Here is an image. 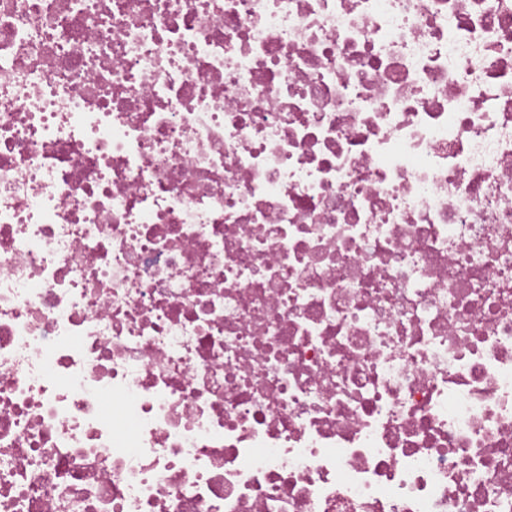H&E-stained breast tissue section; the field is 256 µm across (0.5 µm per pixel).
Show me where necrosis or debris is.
Masks as SVG:
<instances>
[{
	"label": "necrosis or debris",
	"instance_id": "4bbe7bcc",
	"mask_svg": "<svg viewBox=\"0 0 512 512\" xmlns=\"http://www.w3.org/2000/svg\"><path fill=\"white\" fill-rule=\"evenodd\" d=\"M0 512H512V0H0Z\"/></svg>",
	"mask_w": 512,
	"mask_h": 512
}]
</instances>
